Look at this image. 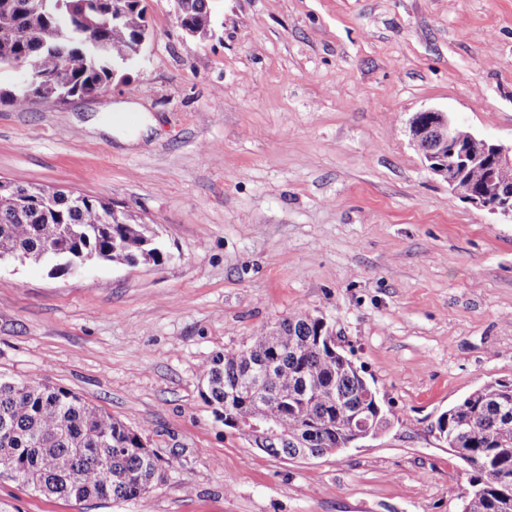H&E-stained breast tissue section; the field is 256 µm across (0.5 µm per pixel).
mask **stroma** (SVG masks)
<instances>
[{
  "label": "stroma",
  "mask_w": 512,
  "mask_h": 512,
  "mask_svg": "<svg viewBox=\"0 0 512 512\" xmlns=\"http://www.w3.org/2000/svg\"><path fill=\"white\" fill-rule=\"evenodd\" d=\"M146 5L124 81L0 102V179L125 206L164 258L1 261L0 376L103 409L164 479L145 502L0 479V512H463L435 424L512 379V222L453 198L408 123L512 140V0H213L203 41ZM297 310L364 369L383 435L287 459L215 417L202 366Z\"/></svg>",
  "instance_id": "stroma-1"
}]
</instances>
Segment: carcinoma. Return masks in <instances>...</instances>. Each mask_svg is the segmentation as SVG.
<instances>
[{
    "instance_id": "1",
    "label": "carcinoma",
    "mask_w": 512,
    "mask_h": 512,
    "mask_svg": "<svg viewBox=\"0 0 512 512\" xmlns=\"http://www.w3.org/2000/svg\"><path fill=\"white\" fill-rule=\"evenodd\" d=\"M104 0H0V69L20 60L36 74L60 79L64 97L94 96L112 83L116 65L146 36L143 0H121L120 17L104 14ZM190 35L213 30L211 0H175ZM92 39H87L86 31ZM40 100L39 84L0 89V102L19 108ZM453 135L477 153L480 137L456 123ZM489 196L483 166L469 172ZM112 203L58 193L43 203V188L0 183V258L40 263L60 247L74 264L90 260L158 263L162 250L135 218L111 224ZM322 318L294 312L253 334L241 349L217 355L202 369L203 398L216 416L236 417L239 429L264 422L288 440L263 441L266 452L289 459L344 448L363 427L386 414L360 370L328 344ZM443 442L471 474L464 512H512V382L474 389L441 414ZM160 464L142 437L77 394L42 382L0 379V475L33 490L77 500L147 499Z\"/></svg>"
}]
</instances>
